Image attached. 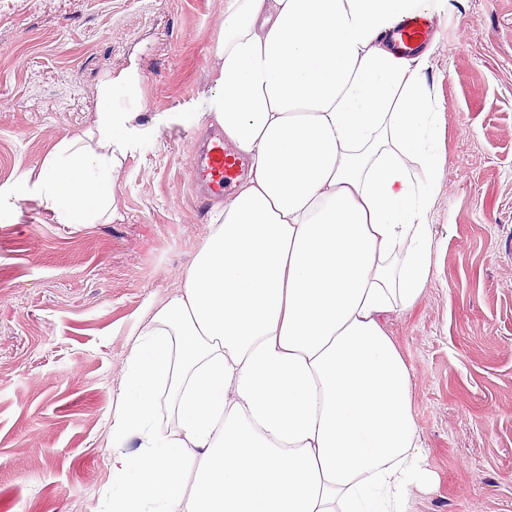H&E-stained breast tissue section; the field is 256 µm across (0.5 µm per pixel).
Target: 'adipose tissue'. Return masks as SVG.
<instances>
[{"instance_id": "1", "label": "adipose tissue", "mask_w": 512, "mask_h": 512, "mask_svg": "<svg viewBox=\"0 0 512 512\" xmlns=\"http://www.w3.org/2000/svg\"><path fill=\"white\" fill-rule=\"evenodd\" d=\"M439 2L224 0L203 112L250 168L182 289L134 333L106 512H408L431 482L385 321L429 277L444 159L429 54L396 56L384 37ZM139 85L136 65L105 73L94 126L60 138L0 205L35 198L59 224L115 216L141 129L114 102ZM163 395L172 428L157 421Z\"/></svg>"}]
</instances>
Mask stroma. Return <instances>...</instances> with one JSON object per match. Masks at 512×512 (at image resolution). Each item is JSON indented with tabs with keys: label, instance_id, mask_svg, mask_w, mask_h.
Masks as SVG:
<instances>
[{
	"label": "stroma",
	"instance_id": "stroma-1",
	"mask_svg": "<svg viewBox=\"0 0 512 512\" xmlns=\"http://www.w3.org/2000/svg\"><path fill=\"white\" fill-rule=\"evenodd\" d=\"M224 0H0V186L90 128L97 88L140 67L143 129L109 224L0 207V512H102L115 393L149 304L204 244L192 164ZM426 71L445 169L429 214L431 273L388 334L434 484L411 512H512V0H443Z\"/></svg>",
	"mask_w": 512,
	"mask_h": 512
}]
</instances>
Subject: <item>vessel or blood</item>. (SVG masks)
I'll list each match as a JSON object with an SVG mask.
<instances>
[{"label":"vessel or blood","instance_id":"vessel-or-blood-1","mask_svg":"<svg viewBox=\"0 0 512 512\" xmlns=\"http://www.w3.org/2000/svg\"><path fill=\"white\" fill-rule=\"evenodd\" d=\"M433 27L429 14L416 13L403 18L389 34L394 49L406 56L416 53L427 42ZM242 163L224 145L223 134L214 135L196 159V179L202 196H220L237 183Z\"/></svg>","mask_w":512,"mask_h":512}]
</instances>
